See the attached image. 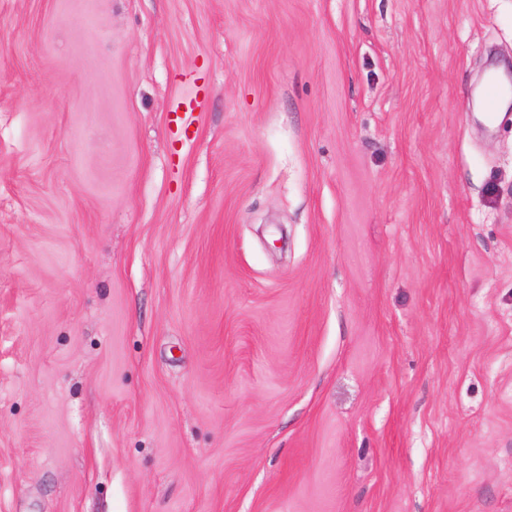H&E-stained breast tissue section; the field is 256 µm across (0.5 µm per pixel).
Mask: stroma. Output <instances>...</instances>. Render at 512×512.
<instances>
[{
	"label": "stroma",
	"mask_w": 512,
	"mask_h": 512,
	"mask_svg": "<svg viewBox=\"0 0 512 512\" xmlns=\"http://www.w3.org/2000/svg\"><path fill=\"white\" fill-rule=\"evenodd\" d=\"M512 0H0V512H512Z\"/></svg>",
	"instance_id": "35a3bbf8"
}]
</instances>
